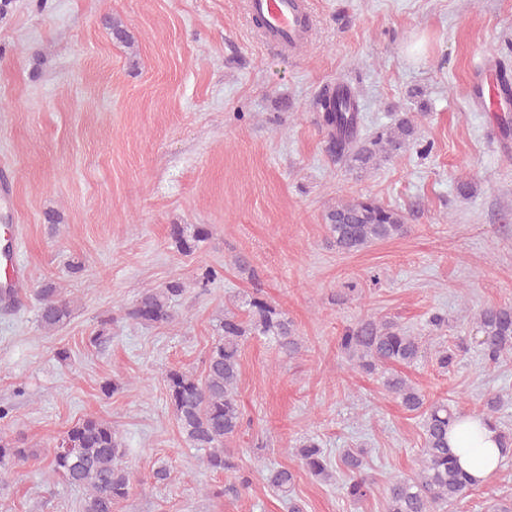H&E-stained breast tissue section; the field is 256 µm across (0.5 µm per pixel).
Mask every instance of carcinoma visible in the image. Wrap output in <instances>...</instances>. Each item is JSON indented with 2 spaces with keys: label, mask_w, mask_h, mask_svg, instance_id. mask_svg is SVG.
I'll use <instances>...</instances> for the list:
<instances>
[{
  "label": "carcinoma",
  "mask_w": 512,
  "mask_h": 512,
  "mask_svg": "<svg viewBox=\"0 0 512 512\" xmlns=\"http://www.w3.org/2000/svg\"><path fill=\"white\" fill-rule=\"evenodd\" d=\"M325 149L332 160L364 170L377 166L419 142L414 116L402 113L394 122L364 136L361 133L360 104L345 86H325L314 101ZM324 221L332 243L342 253H354L376 241L402 236L408 231L402 212L370 197L341 201L328 209ZM203 226L193 232L176 224L171 236L176 248L187 254L207 238ZM185 291L184 283L170 280L162 288L139 292L127 316L141 325H157L174 320L173 301ZM40 306L37 321L52 330L71 315L70 302L57 288L45 284L37 291ZM483 334V358L495 364L512 351V305L482 308L476 315ZM250 339L262 340L280 353L293 356L301 348L299 336L287 314L276 304L259 296L245 301L240 314H224L216 325V336L197 375L170 369L165 374L167 396L183 441L203 452V464L216 473H236V484L224 488L237 494L250 486V477L241 472L224 442L243 427V412L236 390L240 378L241 348ZM339 346L355 369L380 376L383 389L403 407L421 416L424 446L419 471L411 477L390 480L384 493L387 512H445L464 500L475 487L459 466L448 445V429L458 415L448 404L425 407L424 395L395 369L410 366L421 358L422 337L393 321L368 316L348 327L339 337ZM308 472L325 483L336 473L348 476L346 491L351 500L367 497L373 479L367 473L362 450H347L331 459L321 443L308 438L295 451ZM32 452L17 442L0 436V474L26 462ZM125 449L108 422L88 415L70 427L47 457L51 477L82 488L86 496L81 512H114V507L130 495L132 475L124 464ZM269 486L288 501V512H303L293 496L295 475L287 467L274 468L267 475Z\"/></svg>",
  "instance_id": "carcinoma-1"
}]
</instances>
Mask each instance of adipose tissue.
Returning <instances> with one entry per match:
<instances>
[{"mask_svg": "<svg viewBox=\"0 0 512 512\" xmlns=\"http://www.w3.org/2000/svg\"><path fill=\"white\" fill-rule=\"evenodd\" d=\"M499 441L498 426L478 415L460 416L448 434V444L460 467L479 486L496 478L502 469Z\"/></svg>", "mask_w": 512, "mask_h": 512, "instance_id": "ef3b65f1", "label": "adipose tissue"}]
</instances>
